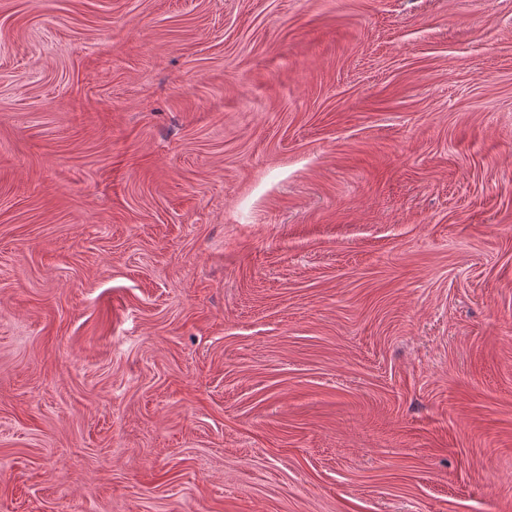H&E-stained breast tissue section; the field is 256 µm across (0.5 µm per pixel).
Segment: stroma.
Returning <instances> with one entry per match:
<instances>
[{"label":"stroma","mask_w":512,"mask_h":512,"mask_svg":"<svg viewBox=\"0 0 512 512\" xmlns=\"http://www.w3.org/2000/svg\"><path fill=\"white\" fill-rule=\"evenodd\" d=\"M0 512H512V0H0Z\"/></svg>","instance_id":"35a3bbf8"}]
</instances>
